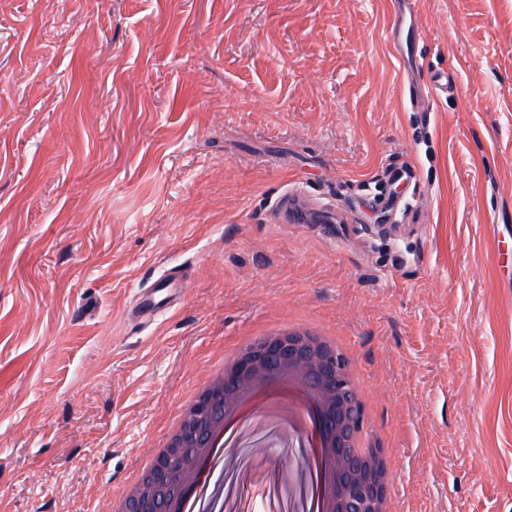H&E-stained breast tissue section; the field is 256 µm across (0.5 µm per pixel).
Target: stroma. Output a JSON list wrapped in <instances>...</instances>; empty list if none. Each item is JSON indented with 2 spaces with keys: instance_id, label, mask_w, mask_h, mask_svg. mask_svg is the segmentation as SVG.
Returning a JSON list of instances; mask_svg holds the SVG:
<instances>
[{
  "instance_id": "1",
  "label": "stroma",
  "mask_w": 512,
  "mask_h": 512,
  "mask_svg": "<svg viewBox=\"0 0 512 512\" xmlns=\"http://www.w3.org/2000/svg\"><path fill=\"white\" fill-rule=\"evenodd\" d=\"M416 9L455 81L426 111L391 0H0V512H111L213 356L291 318L354 356L394 512H512V0ZM292 192L349 223H280ZM176 277L164 276L152 282V284L142 289L138 297L136 313L141 317H150L154 315L161 307L171 302V280Z\"/></svg>"
}]
</instances>
